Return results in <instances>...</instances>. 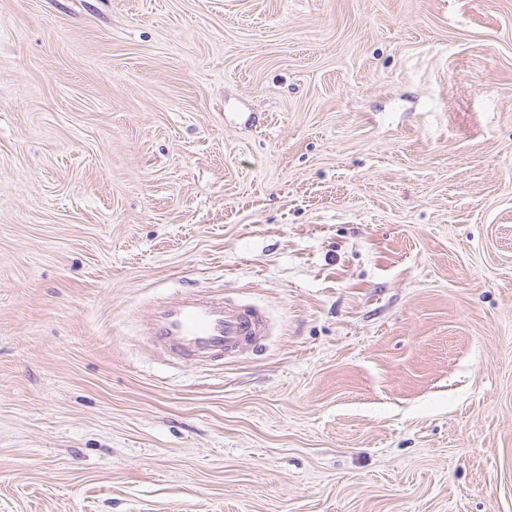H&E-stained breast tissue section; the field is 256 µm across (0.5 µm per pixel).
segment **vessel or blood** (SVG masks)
Returning a JSON list of instances; mask_svg holds the SVG:
<instances>
[{
    "label": "vessel or blood",
    "mask_w": 512,
    "mask_h": 512,
    "mask_svg": "<svg viewBox=\"0 0 512 512\" xmlns=\"http://www.w3.org/2000/svg\"><path fill=\"white\" fill-rule=\"evenodd\" d=\"M270 329L268 314L252 302L187 290L155 305L143 334L166 361L205 362L262 346Z\"/></svg>",
    "instance_id": "vessel-or-blood-1"
}]
</instances>
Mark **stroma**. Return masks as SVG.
<instances>
[{"label": "stroma", "instance_id": "1", "mask_svg": "<svg viewBox=\"0 0 512 512\" xmlns=\"http://www.w3.org/2000/svg\"><path fill=\"white\" fill-rule=\"evenodd\" d=\"M0 512H512V0H0ZM270 329L268 314L252 302L186 290L174 301L155 305L143 336L168 362L186 357L206 362L262 346Z\"/></svg>", "mask_w": 512, "mask_h": 512}]
</instances>
